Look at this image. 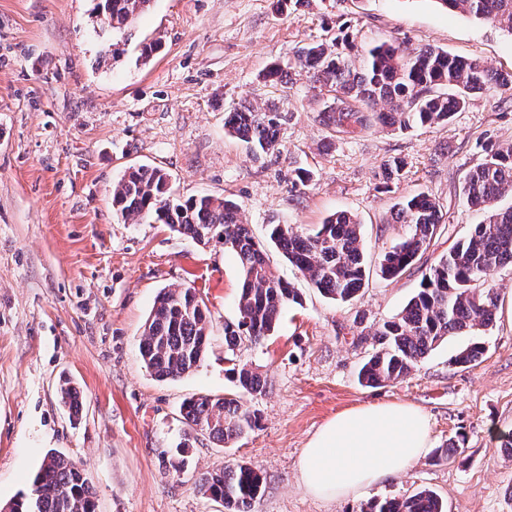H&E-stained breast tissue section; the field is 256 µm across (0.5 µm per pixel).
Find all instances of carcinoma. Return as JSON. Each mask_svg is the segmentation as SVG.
Masks as SVG:
<instances>
[{
    "instance_id": "1",
    "label": "carcinoma",
    "mask_w": 512,
    "mask_h": 512,
    "mask_svg": "<svg viewBox=\"0 0 512 512\" xmlns=\"http://www.w3.org/2000/svg\"><path fill=\"white\" fill-rule=\"evenodd\" d=\"M151 0H98L103 24L126 29ZM449 12H463L512 35V0H436ZM297 64L315 84L333 93L323 122L336 133L375 126L408 130L448 121L462 111L471 94L507 84L483 63L434 47L404 52L398 38L372 45L358 55L342 54L323 43L303 46ZM285 115L270 107L259 111L242 105L226 114L225 132L258 157L276 148ZM463 196L487 217L423 274L420 288L405 307L374 332L375 352L360 376L369 386L398 382L450 336H472L495 319L500 268L512 265V207L493 202L512 194V144L492 146L483 162L465 176ZM112 210L123 221L152 219L207 246L224 245L240 266L239 320L224 323V346L235 392L224 396H192L180 407L189 432L228 444L259 425L257 410L246 404L266 392L265 377L241 360L243 346L261 343L277 328L285 309L301 303L298 290L282 280L269 264L264 245L255 240L234 202L211 195L180 200L173 197L170 175L158 166L127 168L112 184ZM440 206L426 193L399 204L395 220L409 232L379 258L383 277L395 278L411 268L440 229ZM269 240L287 261L324 296L340 303L354 300L365 285L367 262L361 224L338 212L310 228L272 224ZM212 333L210 311L191 287L160 289L144 323L139 354L158 379L176 380L203 360ZM484 347L475 342L460 349L452 362H476ZM61 398L72 414L81 410L77 391L63 385ZM188 444L183 442L162 459L176 473L184 469ZM32 477L28 492L12 505L18 512H96L94 493L77 464L62 454ZM264 477L247 463H226L203 474L200 491L222 500L224 512H254ZM361 512H446L432 490L376 499Z\"/></svg>"
}]
</instances>
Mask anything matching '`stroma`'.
Returning a JSON list of instances; mask_svg holds the SVG:
<instances>
[{
	"label": "stroma",
	"instance_id": "35a3bbf8",
	"mask_svg": "<svg viewBox=\"0 0 512 512\" xmlns=\"http://www.w3.org/2000/svg\"><path fill=\"white\" fill-rule=\"evenodd\" d=\"M392 35L411 50L441 48L512 71L511 34L435 0H309L295 11L275 0H152L125 33L101 24L96 0H0V504L27 491L55 450L82 468L97 512H224L197 484L227 462L261 469L255 512H358L424 488L448 512H512V452L502 446L512 435L505 307L492 327L450 337L402 381L370 387L358 378L375 329L485 220L463 198L465 175L488 143H512L506 87L471 95L450 122L429 127L338 134L324 126L330 96L296 65L297 48L323 41L360 50ZM152 40L161 48L141 62L140 46ZM274 62L288 68L286 86L265 81ZM272 102L286 115L280 147L255 159L226 134L224 114ZM395 158L404 167L385 179ZM140 164L165 169L177 198L237 203L276 274L302 294L274 335L241 351L268 392L254 402L259 428L236 443L189 438L179 408L234 388L224 325L239 318L238 259L163 224L113 218L112 184ZM299 167L313 173L307 185L293 183ZM422 191L440 205L441 232L410 270L382 279L379 256L407 232L396 206ZM337 211L361 222L370 266L347 304L323 297L267 243L269 225L310 227ZM174 284L196 289L213 332L199 367L160 381L138 343L157 293ZM472 341L484 346L482 359L452 364ZM66 381L82 401L76 417L59 396ZM386 402L419 407L432 448L458 440L455 459L425 456L348 498L310 495L297 469L307 442L337 414ZM184 440L186 469L166 470L163 452Z\"/></svg>",
	"mask_w": 512,
	"mask_h": 512
}]
</instances>
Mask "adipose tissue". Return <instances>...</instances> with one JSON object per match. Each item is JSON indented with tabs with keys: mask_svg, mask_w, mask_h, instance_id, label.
I'll use <instances>...</instances> for the list:
<instances>
[{
	"mask_svg": "<svg viewBox=\"0 0 512 512\" xmlns=\"http://www.w3.org/2000/svg\"><path fill=\"white\" fill-rule=\"evenodd\" d=\"M430 446L427 419L417 406L366 405L324 424L303 448L298 471L310 494L345 498L405 471Z\"/></svg>",
	"mask_w": 512,
	"mask_h": 512,
	"instance_id": "obj_1",
	"label": "adipose tissue"
}]
</instances>
